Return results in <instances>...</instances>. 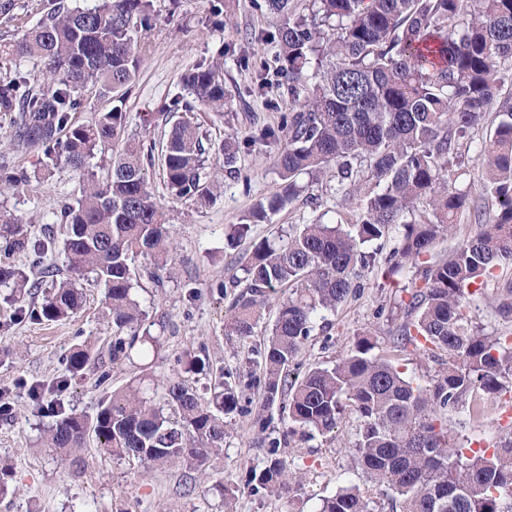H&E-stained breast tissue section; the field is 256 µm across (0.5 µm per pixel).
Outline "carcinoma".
<instances>
[{
	"label": "carcinoma",
	"instance_id": "obj_1",
	"mask_svg": "<svg viewBox=\"0 0 512 512\" xmlns=\"http://www.w3.org/2000/svg\"><path fill=\"white\" fill-rule=\"evenodd\" d=\"M292 0H266L283 18L270 35L278 47L279 71L288 78V97L299 110L260 140L274 149L282 183L257 204L243 224L229 225L235 241L251 225L270 220L305 190V176L318 183L336 178V193L361 201L353 221L335 224L315 218L276 244L253 245L242 264L244 289L225 319L227 335L243 343L255 336L269 294L288 296L278 306L263 345L250 349L259 368L264 406L288 409L287 434L312 439L334 432L347 414L358 421L354 463L379 491L390 490L402 512H512V433L492 448L467 455L448 429V412L464 409L479 418L489 403L512 393V341L489 336L473 324L470 305L485 280L512 266V107L497 112L493 134L480 153L484 198L492 208L456 187L463 159L459 143L484 121L506 80L512 81V0H312L311 18L297 16ZM152 0H96L92 7L59 5L3 53L35 58L40 73L21 71L0 81V112L10 116L17 143L36 150L38 168L3 169L0 181L18 190L31 176L48 175L63 164L82 174L80 195L61 201L54 223L63 235L69 276L56 280L40 305L20 313L41 321L74 317L83 307L80 278L87 273L104 291V318L112 327V361L135 345L153 346L144 327L147 313L135 294L145 274L174 261L166 214L149 189L142 144L127 140L125 114L112 109L79 123L74 114L89 95L125 96L148 45ZM315 69L316 83L303 76ZM194 96H177L167 112L224 107V77L218 61L182 76ZM238 137L218 147L231 170ZM111 155H106V152ZM100 153L106 180L87 171ZM198 127L175 124L164 150L163 182L178 199L202 207L217 189L207 171ZM467 211L479 231L443 257L439 239L453 234L455 218ZM399 229L385 258L384 285L397 291L388 308L390 346L370 355L373 334L364 332L330 366H316L301 378L289 367L306 345L323 313L334 312L361 290L375 266L373 243ZM48 243L32 240L15 214L0 208V286L24 302L35 287L13 264L27 254L42 263ZM150 266L138 268L139 258ZM512 317V280L486 297ZM411 350L438 365L421 383L397 366ZM91 357L78 347L65 357L69 374H86ZM44 409L56 420L41 444L67 457L78 473L89 439L100 453L162 466L186 465L185 483L224 445V416L238 409V395L219 372L214 396L204 401L181 374L157 385L154 396L127 386L104 393L92 417L61 406ZM270 443L269 464L252 472L248 484L280 496L302 488L292 461ZM317 512H370L369 499L355 485L321 500Z\"/></svg>",
	"mask_w": 512,
	"mask_h": 512
}]
</instances>
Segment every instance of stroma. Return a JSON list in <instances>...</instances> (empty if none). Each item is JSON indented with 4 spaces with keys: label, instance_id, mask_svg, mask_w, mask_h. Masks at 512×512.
<instances>
[{
    "label": "stroma",
    "instance_id": "obj_1",
    "mask_svg": "<svg viewBox=\"0 0 512 512\" xmlns=\"http://www.w3.org/2000/svg\"><path fill=\"white\" fill-rule=\"evenodd\" d=\"M48 2L16 0L13 17H0V44L21 38L44 15ZM279 23V16L268 10L264 0H153L146 34L149 50L133 91L122 101L91 98L86 110L78 113V120L88 123L120 107L126 136L151 149L149 183L167 216L176 264L162 285L144 278L136 289L151 332L159 338L157 347H135L128 358L117 362L109 356L111 331L102 319L103 290L92 277L82 282L86 296L82 311L58 322L21 317L9 289L0 288V391L10 403L8 416H0V457L9 462L8 474L0 480L5 484L0 512H224V490L230 486L238 489L235 512H317L321 499L341 486H365L351 452L356 419H343L334 433L324 437L285 441L287 411L277 404L263 407L250 355L224 329L237 293L233 281L255 243L295 231L317 216L327 222L351 219L359 209L355 198L344 205L337 203L335 181L313 183L305 195L269 221L252 225L239 246L224 244L225 226L242 223L280 185L268 147L258 142L262 130L278 125L282 115L293 109L278 73L277 48L267 38ZM216 59L224 62V110L191 112L187 118L199 124L203 143L212 150L233 134L246 144L231 173L217 155H209L210 171L223 188L214 203L199 209L165 189L162 150L179 116L164 117L160 111L182 94L184 73ZM495 121L494 115H487L463 141L468 152L461 184L476 199L483 193L478 152ZM80 185L79 173L64 165L20 191L0 183V203L27 224L33 238L52 239L43 263L61 277L67 269L54 214L60 201L78 196ZM383 269V262H376L366 272L361 291L329 315L326 332L311 336L290 367L292 376L333 364L357 335L368 330L374 332L379 348H386L390 327L379 311L389 306L391 292L378 287ZM84 344L92 345L96 365L84 378L67 379L63 358ZM199 350L206 351L211 366L223 368L237 382L239 404L225 427L222 450L210 458L195 489L185 487V467L179 462L147 468L134 459L100 454L91 441L84 450L88 466L76 474L39 447L53 418L39 410L31 386H38L39 397L46 398L57 381L67 380L60 395L65 408L91 415L105 391L141 378L170 376L179 357ZM103 372L108 379L100 387L96 379ZM448 426L472 449L491 446L502 431L512 429V398L488 406L475 421L466 412H451ZM274 440L281 441V453L302 472V489L287 500L251 492L246 485L252 470L265 467Z\"/></svg>",
    "mask_w": 512,
    "mask_h": 512
}]
</instances>
